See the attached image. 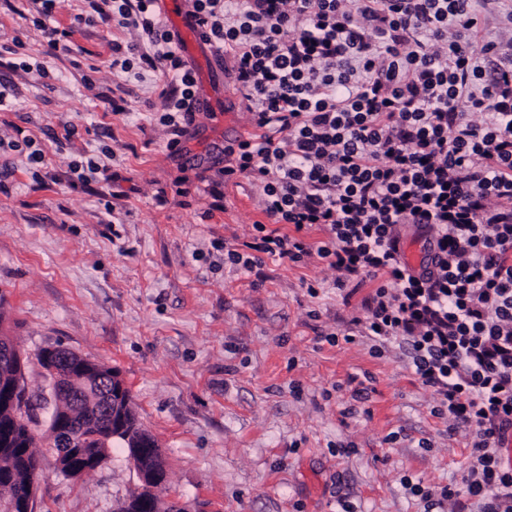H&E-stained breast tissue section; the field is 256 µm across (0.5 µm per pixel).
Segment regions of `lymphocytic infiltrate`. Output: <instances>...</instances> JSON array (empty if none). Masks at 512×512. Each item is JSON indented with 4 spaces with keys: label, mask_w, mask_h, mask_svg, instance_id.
Returning a JSON list of instances; mask_svg holds the SVG:
<instances>
[{
    "label": "lymphocytic infiltrate",
    "mask_w": 512,
    "mask_h": 512,
    "mask_svg": "<svg viewBox=\"0 0 512 512\" xmlns=\"http://www.w3.org/2000/svg\"><path fill=\"white\" fill-rule=\"evenodd\" d=\"M83 2L133 35L113 42V71L162 77L159 121L179 153L196 77L158 0ZM189 3L255 128L225 144L221 173L258 186L265 219L225 261L250 272L316 256L340 295L374 281L345 341L398 350L434 416L470 435L462 485L422 498L512 512V0Z\"/></svg>",
    "instance_id": "lymphocytic-infiltrate-1"
}]
</instances>
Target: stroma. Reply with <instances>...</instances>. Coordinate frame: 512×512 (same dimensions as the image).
Wrapping results in <instances>:
<instances>
[{
	"mask_svg": "<svg viewBox=\"0 0 512 512\" xmlns=\"http://www.w3.org/2000/svg\"><path fill=\"white\" fill-rule=\"evenodd\" d=\"M81 9L57 0L53 23L75 33L69 50L51 51L32 0H0V42L20 43L17 61L46 69L0 66L12 103L0 111V332L32 358L29 393L46 392L33 361L46 346L116 369L166 460L161 497L187 512H425L409 484L460 482L470 439L432 415L430 392L394 352L372 354L362 337L328 341L363 315L374 282L344 299L318 258H268L253 272L225 264V248L263 218L257 187L221 174L224 144L254 131L247 101L206 62L207 45L186 54L219 109L197 114L171 154L148 107L160 81L113 74L111 44L129 35L74 24ZM111 94L131 112L112 114ZM26 136L45 156L35 171L13 148ZM104 149L121 180L82 184L73 164ZM216 191L224 207L214 211ZM362 386L368 398L354 402ZM48 415L40 409L35 428L36 512H114L138 486L126 451L65 477L44 450Z\"/></svg>",
	"mask_w": 512,
	"mask_h": 512,
	"instance_id": "stroma-1",
	"label": "stroma"
}]
</instances>
